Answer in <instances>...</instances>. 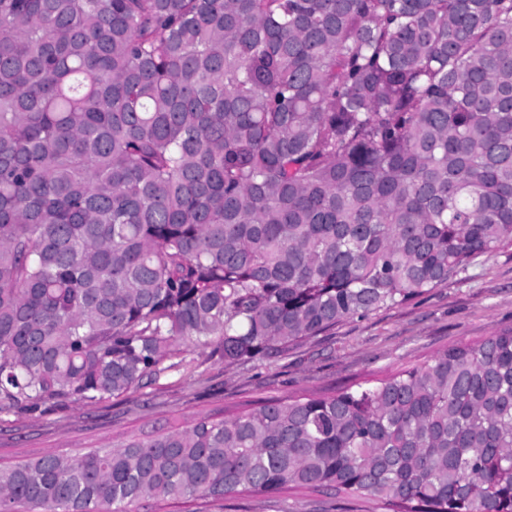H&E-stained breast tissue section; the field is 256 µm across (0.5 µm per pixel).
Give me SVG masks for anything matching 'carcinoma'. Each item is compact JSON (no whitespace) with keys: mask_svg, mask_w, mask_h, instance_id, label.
<instances>
[{"mask_svg":"<svg viewBox=\"0 0 512 512\" xmlns=\"http://www.w3.org/2000/svg\"><path fill=\"white\" fill-rule=\"evenodd\" d=\"M512 244V0H0V413L284 355ZM301 488L512 512V331L0 466V512Z\"/></svg>","mask_w":512,"mask_h":512,"instance_id":"1","label":"carcinoma"}]
</instances>
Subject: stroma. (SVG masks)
Returning a JSON list of instances; mask_svg holds the SVG:
<instances>
[{"label": "stroma", "mask_w": 512, "mask_h": 512, "mask_svg": "<svg viewBox=\"0 0 512 512\" xmlns=\"http://www.w3.org/2000/svg\"><path fill=\"white\" fill-rule=\"evenodd\" d=\"M512 329V245L478 257L465 279L401 306L354 316L299 342L288 354L244 365L225 363L216 345L192 350L178 370L127 393L85 406L49 402L29 413H0V465L52 450L68 456L120 444L132 432L166 421L243 409L274 397L331 394L377 384L459 344H476ZM159 512H384L360 496L238 493L191 499Z\"/></svg>", "instance_id": "obj_1"}]
</instances>
